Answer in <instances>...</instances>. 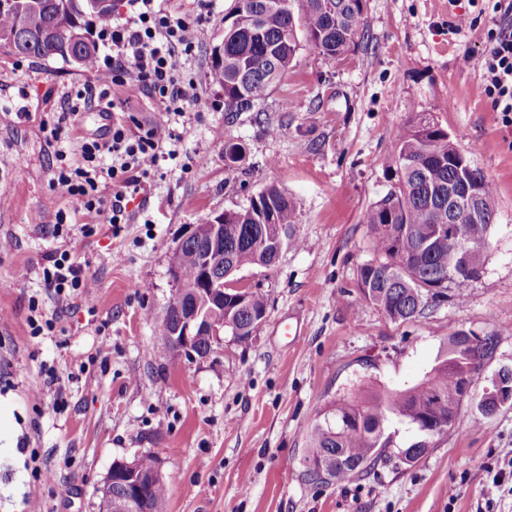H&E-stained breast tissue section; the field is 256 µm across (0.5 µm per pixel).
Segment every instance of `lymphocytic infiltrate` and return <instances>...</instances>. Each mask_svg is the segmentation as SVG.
<instances>
[{"label":"lymphocytic infiltrate","mask_w":512,"mask_h":512,"mask_svg":"<svg viewBox=\"0 0 512 512\" xmlns=\"http://www.w3.org/2000/svg\"><path fill=\"white\" fill-rule=\"evenodd\" d=\"M125 23L102 24L99 35L110 42L111 54L95 60L96 84L78 93L69 116L109 102L110 90L137 86L165 107L166 120L128 126L116 121L100 137L79 136L67 116L43 115L40 129L55 149L58 162L52 185L102 223H129L125 201L143 191L152 173L174 159L181 134L171 119L183 115L186 105L200 98L199 84L186 76V64L195 49L194 33L210 19L209 0H197L198 11L181 15L162 9L158 0H128ZM495 16L487 32L484 58L485 96L495 111L512 115V0H495ZM42 268L43 289L59 301L91 294L95 282L68 251H55Z\"/></svg>","instance_id":"lymphocytic-infiltrate-1"}]
</instances>
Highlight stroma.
<instances>
[{"label": "stroma", "instance_id": "stroma-1", "mask_svg": "<svg viewBox=\"0 0 512 512\" xmlns=\"http://www.w3.org/2000/svg\"><path fill=\"white\" fill-rule=\"evenodd\" d=\"M233 5L214 0L211 21L195 33L187 69L201 93L180 119L179 158L131 198L132 221L117 232L81 213L68 239L54 237L48 221L72 204L50 184L54 149L31 119L64 111L96 72L0 51V107L30 114L0 120V512H99L113 463L137 452L158 458L167 512H512L511 490L491 503L484 496L489 469L512 460V404L491 417L473 407L492 375L512 367V124L482 92L494 0H366V33L343 63L329 66L302 44L248 112L225 111L209 79ZM461 14L476 22L453 32ZM113 100L123 120L165 118L137 87L117 88ZM418 112L432 113L493 182L497 219L485 274L449 284L447 299L401 322L366 301L357 280L375 257L365 212L394 184L386 158ZM233 143L247 155L230 172L224 147ZM271 185L296 205L293 242L275 267L236 275L265 296L261 328L246 341L222 334L205 357L167 353L154 319L175 293L172 250L191 225L245 207ZM85 224L97 232L83 235ZM64 244L96 287L62 303L44 293L42 267ZM110 252L118 261L101 264ZM33 297L56 318L52 335L30 336ZM460 330L496 345L453 429L409 467L399 456L419 435L392 425L390 447L362 475L307 479L308 429L322 411L362 385L420 382ZM47 367L64 400L37 406ZM34 452L54 476L36 495Z\"/></svg>", "mask_w": 512, "mask_h": 512}]
</instances>
